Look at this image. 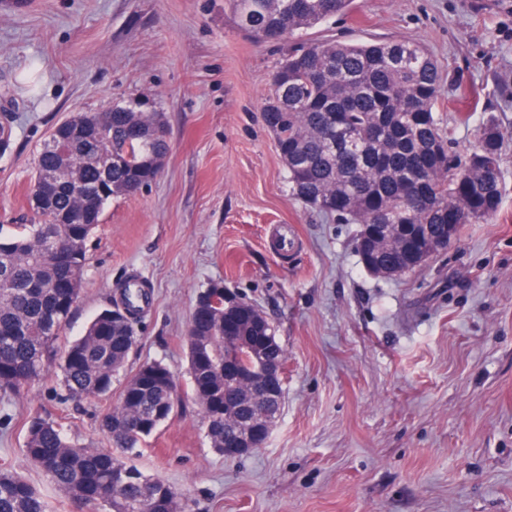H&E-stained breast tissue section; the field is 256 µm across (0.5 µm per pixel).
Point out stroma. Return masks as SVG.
I'll list each match as a JSON object with an SVG mask.
<instances>
[{
  "label": "stroma",
  "mask_w": 512,
  "mask_h": 512,
  "mask_svg": "<svg viewBox=\"0 0 512 512\" xmlns=\"http://www.w3.org/2000/svg\"><path fill=\"white\" fill-rule=\"evenodd\" d=\"M301 38L424 45L442 74L449 155L490 119L505 137L497 215L463 225L425 267L374 277L357 225L291 195L263 124L287 45L244 35L225 0H0V224L29 216L33 158L57 123L148 98L167 123L163 171L106 207L64 336L140 277L151 301L112 389L153 360L184 385L183 337L198 297L221 284L266 313L286 375L261 448L215 454L188 396L130 464L186 512H512V0H352ZM286 224L297 237L282 256L272 234ZM104 407L65 400L51 377L0 398V463L53 512H79L27 460V422L50 413L107 449Z\"/></svg>",
  "instance_id": "obj_1"
}]
</instances>
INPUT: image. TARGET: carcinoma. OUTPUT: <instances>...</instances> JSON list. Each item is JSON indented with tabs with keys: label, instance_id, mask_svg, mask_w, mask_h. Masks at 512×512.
I'll list each match as a JSON object with an SVG mask.
<instances>
[{
	"label": "carcinoma",
	"instance_id": "carcinoma-1",
	"mask_svg": "<svg viewBox=\"0 0 512 512\" xmlns=\"http://www.w3.org/2000/svg\"><path fill=\"white\" fill-rule=\"evenodd\" d=\"M352 0H227L240 31L259 42L281 43L298 32L346 12ZM262 121L288 173L292 195L326 215L350 224H377L372 271L384 273L402 237L415 228L424 243H452L462 224H476L501 206L500 160L504 137L486 123L477 147L466 157L448 155V136L437 112L438 63L421 45L402 42L302 43L288 52L272 75ZM159 113L137 100L112 106L103 131L96 112H76L56 137H46L34 160L35 192L40 181L66 164L71 179L51 189L30 208L25 224L0 225V392L7 394L55 373L73 400L107 399L129 352L114 349L117 336H134L128 317L139 312L129 291L122 308L98 314L84 334L67 346L82 366L58 356L59 340L81 294L87 243L112 199L132 195L161 174L168 134L153 127ZM143 135L134 140L129 129ZM69 142L67 158L58 141ZM94 190L98 203L82 208ZM77 212L78 229L66 236L57 217ZM457 228L448 232V225ZM63 244L68 258L55 259ZM65 281L67 296L54 285ZM213 318L195 330L186 348L190 388L205 412L210 448L224 455V434L237 431L255 413L279 418L282 402L267 401L256 384L224 385V308L215 298ZM130 408L118 421L106 410L100 425L112 446L132 450L178 411V385L131 386ZM25 455L71 502L99 512H185L169 485L144 474L110 451L76 443L56 420L29 421ZM0 512H51L49 504L7 464H0Z\"/></svg>",
	"mask_w": 512,
	"mask_h": 512
}]
</instances>
